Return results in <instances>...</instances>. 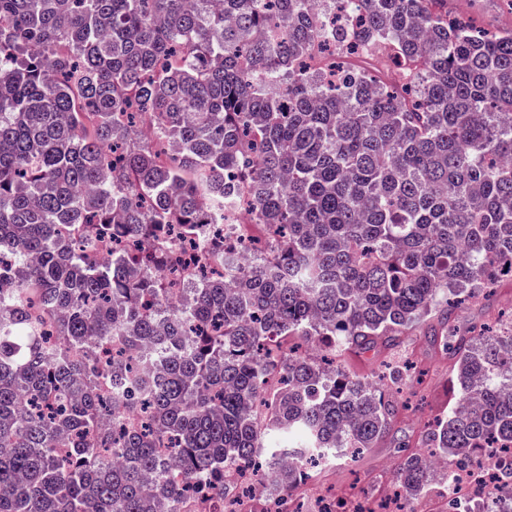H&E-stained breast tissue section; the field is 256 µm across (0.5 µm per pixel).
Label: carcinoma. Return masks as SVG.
I'll use <instances>...</instances> for the list:
<instances>
[{
    "instance_id": "1",
    "label": "carcinoma",
    "mask_w": 512,
    "mask_h": 512,
    "mask_svg": "<svg viewBox=\"0 0 512 512\" xmlns=\"http://www.w3.org/2000/svg\"><path fill=\"white\" fill-rule=\"evenodd\" d=\"M243 202L263 258L217 254L181 303L165 227ZM105 237L140 251L87 262ZM1 252L0 512H228L225 470L264 453L261 512H302L308 463L390 431L340 358L419 330L457 406L396 485L449 460V494L498 472L468 512L512 494V329L449 325L512 269V29L448 0H0ZM454 495L457 499L465 497L473 504L482 503L488 491L496 482L493 470L483 467L461 469L455 476Z\"/></svg>"
}]
</instances>
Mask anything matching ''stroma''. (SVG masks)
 Wrapping results in <instances>:
<instances>
[{
	"mask_svg": "<svg viewBox=\"0 0 512 512\" xmlns=\"http://www.w3.org/2000/svg\"><path fill=\"white\" fill-rule=\"evenodd\" d=\"M454 9L487 31L512 29V0H456ZM454 323L462 331L511 329L512 269L496 271L490 295L465 302L456 311ZM403 357L417 366L411 383L400 388L386 382L381 385L397 410L391 434L355 460L322 463L311 479L294 488L295 499L309 503L315 493L327 491L350 507L363 491L377 503L393 497L394 474L403 445L423 450L428 425L447 417L455 406L448 394V381L454 374L449 351L414 333L408 338Z\"/></svg>",
	"mask_w": 512,
	"mask_h": 512,
	"instance_id": "obj_1",
	"label": "stroma"
}]
</instances>
